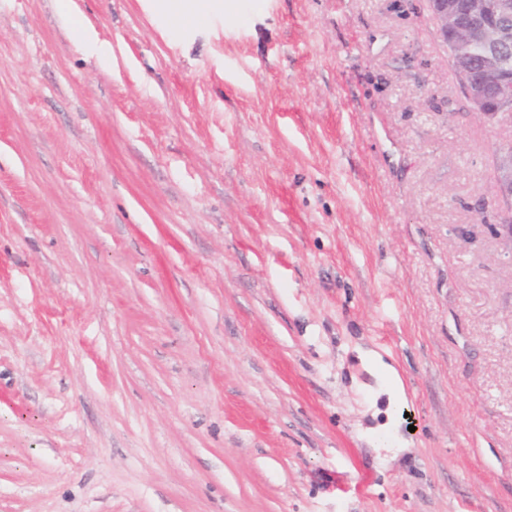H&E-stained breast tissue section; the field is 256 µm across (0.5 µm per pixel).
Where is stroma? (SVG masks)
<instances>
[{
    "label": "stroma",
    "mask_w": 512,
    "mask_h": 512,
    "mask_svg": "<svg viewBox=\"0 0 512 512\" xmlns=\"http://www.w3.org/2000/svg\"><path fill=\"white\" fill-rule=\"evenodd\" d=\"M73 3L0 0V512H512V116L427 0ZM165 10L172 23V29L180 30L187 26L202 24L208 20L212 5L204 1L221 0H153ZM170 1V2H167ZM498 180V189L506 201V208L502 211V224H504L503 244L512 254V145L507 148ZM360 357L362 362L375 373L381 389L389 396V401L403 399L402 384L392 366L387 364L378 353L371 350L362 351Z\"/></svg>",
    "instance_id": "stroma-1"
}]
</instances>
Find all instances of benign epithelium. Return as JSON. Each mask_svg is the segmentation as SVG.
I'll return each instance as SVG.
<instances>
[{
  "label": "benign epithelium",
  "mask_w": 512,
  "mask_h": 512,
  "mask_svg": "<svg viewBox=\"0 0 512 512\" xmlns=\"http://www.w3.org/2000/svg\"><path fill=\"white\" fill-rule=\"evenodd\" d=\"M442 42L475 111L512 114V0H428ZM498 180L506 201L503 244L512 254V145Z\"/></svg>",
  "instance_id": "obj_1"
}]
</instances>
